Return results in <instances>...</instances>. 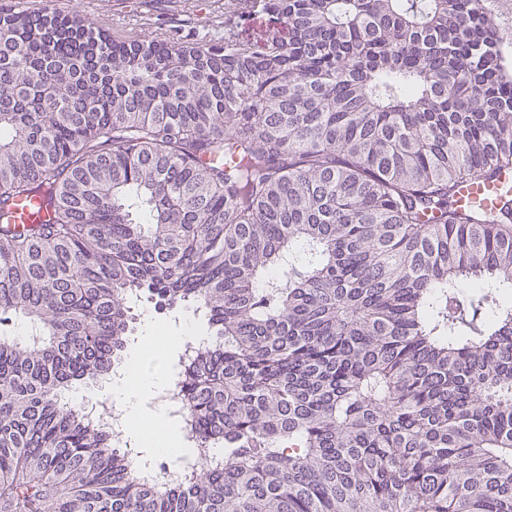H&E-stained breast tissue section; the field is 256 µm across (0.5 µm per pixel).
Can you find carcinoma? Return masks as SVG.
Segmentation results:
<instances>
[{"label":"carcinoma","instance_id":"cac0c4a2","mask_svg":"<svg viewBox=\"0 0 512 512\" xmlns=\"http://www.w3.org/2000/svg\"><path fill=\"white\" fill-rule=\"evenodd\" d=\"M263 37L0 13V512H512V55L492 0H248ZM48 223H15L19 201ZM190 304L200 467L62 394ZM504 190H510L512 194V171L503 172L493 184L474 182L466 185L460 191L459 202L461 205L489 204Z\"/></svg>","mask_w":512,"mask_h":512}]
</instances>
